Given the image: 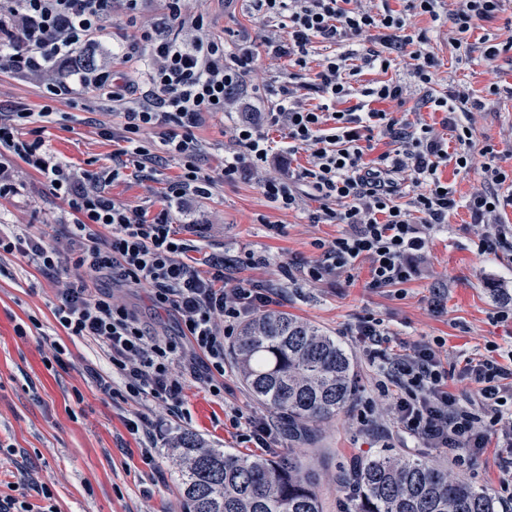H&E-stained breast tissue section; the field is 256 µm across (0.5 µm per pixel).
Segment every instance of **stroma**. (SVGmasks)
I'll list each match as a JSON object with an SVG mask.
<instances>
[{
  "mask_svg": "<svg viewBox=\"0 0 512 512\" xmlns=\"http://www.w3.org/2000/svg\"><path fill=\"white\" fill-rule=\"evenodd\" d=\"M200 5L225 45H233L242 34L261 33L253 0H233L228 7L222 0H200ZM413 23L429 37L440 62L435 92L445 93L449 84L461 83L487 96V111L474 116L475 144L495 146L500 165L512 169V97L487 93L490 82L512 84V66L503 65L496 76H489L479 51L463 55L449 42L447 29L434 27L429 17L414 18ZM57 110L53 122L41 131L48 146L74 165L89 170L111 167L116 143L87 125L88 115L80 107L63 101ZM238 119L235 113L218 115L195 129L204 145L200 165L205 173L218 174L225 152L233 147L230 129ZM179 172L177 161L167 158L156 165L152 177L125 173L108 192L120 203L145 207L162 200L166 184ZM23 179L20 196L0 199V218L15 219L17 233L39 234L55 242L61 234L53 222L60 200L38 172L25 171ZM318 206V201L307 198L300 209H278L254 179L216 183L197 203L208 231L187 254L189 263L201 271L213 253L229 259L249 251L266 255L268 265L242 268L241 276L274 283L277 311L318 326L353 355L356 403L321 423L312 435L291 432L287 421H280L274 455L299 449L318 474L323 512L348 508L338 478L381 452L424 457L487 491L498 507H506L512 502V486L504 484L494 454L465 467L447 452L404 442L393 420L392 401L378 388L380 374L369 364L353 330L362 317L373 315L388 329L390 347L397 352L445 339L441 359L452 372L462 370L469 358L512 363V322L496 318L498 311L512 309V256L480 253L469 215L461 209L431 233L422 274L402 287L384 293L367 289L365 261L351 282L342 277L310 282L301 276L288 281L279 276L280 267L316 258V240L334 238L339 231L335 224L310 223L309 215ZM271 224L283 225V234L269 235ZM96 285L113 288L106 278ZM113 290L152 333L176 334L174 319L154 307L147 289ZM437 296L443 299V309L432 306ZM55 304L48 278L20 256L0 257V496L24 495L39 505L43 499L35 487L44 483L53 492L56 512H183L171 450L177 433L193 432L208 445L242 456H264V449L240 439L236 415L273 418L277 412L250 395L234 354L224 358L222 396L210 393L202 373H187L183 412L176 416L167 406L130 399L121 379L114 378L111 391H104L95 376L111 375L106 349L56 329ZM20 324L26 326V336L17 335ZM361 400L370 404L364 417L357 406ZM137 413L149 415L162 427L153 442L155 460L150 465L141 457L145 437L131 435L125 426L126 419Z\"/></svg>",
  "mask_w": 512,
  "mask_h": 512,
  "instance_id": "1",
  "label": "stroma"
}]
</instances>
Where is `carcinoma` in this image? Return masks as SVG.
Wrapping results in <instances>:
<instances>
[{
    "label": "carcinoma",
    "instance_id": "obj_1",
    "mask_svg": "<svg viewBox=\"0 0 512 512\" xmlns=\"http://www.w3.org/2000/svg\"><path fill=\"white\" fill-rule=\"evenodd\" d=\"M239 372L251 393L288 417V426L326 421L354 394L352 357L315 326L283 312L246 320L236 341ZM184 512H321L315 470L295 449L250 458L175 438ZM354 512H496L486 491L419 458L377 454L340 478Z\"/></svg>",
    "mask_w": 512,
    "mask_h": 512
}]
</instances>
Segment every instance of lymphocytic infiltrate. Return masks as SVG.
<instances>
[{
	"mask_svg": "<svg viewBox=\"0 0 512 512\" xmlns=\"http://www.w3.org/2000/svg\"><path fill=\"white\" fill-rule=\"evenodd\" d=\"M152 2L0 0V69L26 80L44 100L37 112L20 106L0 113V198L20 195L21 166L37 171L62 202L56 222L65 239L59 249L41 236L1 226L0 254H19L52 279L58 327L103 344L129 396L179 410L183 371L200 357L210 392L221 395L226 339L272 303L273 288L236 277L223 256H209L205 277L185 260L203 231L191 215L192 203L209 195L216 180L250 179L270 167V130L283 133L289 151H309L311 160L309 167H290L262 180L264 196L283 210L298 209L306 197L319 200L311 223L342 227L335 239L318 242L314 263L300 264L309 279L351 272L365 260L370 290L406 284L420 272L430 231L462 207L482 229L479 252L512 255V226L498 219L499 190L512 189V172L499 165L492 146H475L466 124L486 102L463 89L431 92L439 60L425 32L409 22L428 16L447 27L449 40L460 47L496 17L504 0H402L399 11L390 0H380L375 9L357 0H256L263 19L284 30V37L258 42L245 36L229 49L211 33L201 7L186 0H163L171 30L139 24ZM116 11L135 28L118 42L112 37ZM317 43L335 52L314 64ZM263 55L287 59L291 72L267 87L274 104L259 116L239 119L219 177L204 174L197 164L203 147L194 131L249 98L247 77ZM355 59L378 72L379 80L354 87ZM406 59L425 91L424 106L443 113L442 125L454 140L380 109L383 101L404 103L402 85L386 74ZM311 94L317 103H308ZM69 97L96 113L98 135L117 143L111 169L76 167L51 152L42 137L22 136L25 125L50 122L54 103ZM115 114L121 117L117 127ZM376 136L389 139L393 148L365 162V144ZM160 151L179 160L181 173L156 211L116 202L108 185L127 169L148 171ZM450 162L479 172L482 186L467 199L457 198L438 177L440 166ZM99 275L116 285L149 289L157 308L173 312L177 337L151 335L110 292L90 287L89 277ZM357 334L398 389L394 413L402 435L425 448L458 450L461 463L496 444L503 476L512 478V365L467 361L462 375L476 385L480 399L473 409L449 391L448 370L432 344L388 352L389 333L370 315Z\"/></svg>",
	"mask_w": 512,
	"mask_h": 512,
	"instance_id": "f902f5d3",
	"label": "lymphocytic infiltrate"
}]
</instances>
